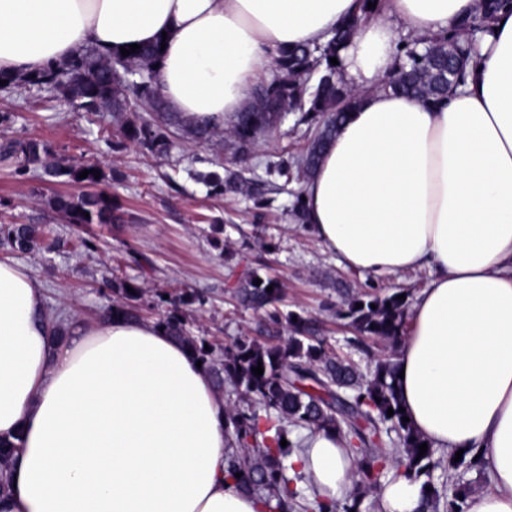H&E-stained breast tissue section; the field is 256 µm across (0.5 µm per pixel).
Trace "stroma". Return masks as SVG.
Listing matches in <instances>:
<instances>
[{"instance_id":"stroma-1","label":"stroma","mask_w":512,"mask_h":512,"mask_svg":"<svg viewBox=\"0 0 512 512\" xmlns=\"http://www.w3.org/2000/svg\"><path fill=\"white\" fill-rule=\"evenodd\" d=\"M51 96L34 86L0 91V139H38L56 156L118 170V179L107 181L104 189L120 204L123 221L83 227L67 223L45 201L56 193H79L81 185L44 176L34 165L20 167L14 158L0 159V226L45 227L40 250L22 253L0 246V258L31 271L50 309L86 319L103 317L116 279L140 283L150 319L159 313L151 305L155 293L175 298L183 291L200 292L207 303L191 314V330L228 345L255 335L258 328V314L238 306L230 290L244 269L260 261L284 285L287 309L318 319L323 336L341 353L352 331L344 320L324 312L325 301L371 288L414 294L429 282L424 270L388 275L345 269L322 249L312 229L296 223L290 194L276 195L266 217L257 221L251 202L209 198L206 187L192 178L206 161L247 178L264 176L266 163L303 151L305 129L296 125L295 114H288L278 131L262 136L255 156L243 161L233 159L223 145L202 148L179 134L169 155L160 157L132 145L116 149L121 136L111 116L73 111ZM85 238L96 243V250H84ZM227 249L234 251L233 261L225 260ZM132 252L146 254L151 268L143 272L131 264Z\"/></svg>"}]
</instances>
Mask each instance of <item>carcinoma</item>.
Listing matches in <instances>:
<instances>
[{
	"instance_id": "carcinoma-1",
	"label": "carcinoma",
	"mask_w": 512,
	"mask_h": 512,
	"mask_svg": "<svg viewBox=\"0 0 512 512\" xmlns=\"http://www.w3.org/2000/svg\"><path fill=\"white\" fill-rule=\"evenodd\" d=\"M363 0L362 13L346 19L322 43L294 44L278 50L274 59L275 77L256 87L250 102L225 122L228 144L240 156L254 154L259 136L277 128L283 121L282 106L299 113L296 124L306 126L307 144L301 154L266 164L273 180L246 178L224 173L222 166L193 173L212 196L226 194L253 202L254 217L262 219V209L271 195L288 191L292 179H308L316 170L324 148L353 111L359 97L344 83L340 68L330 59L346 44L370 12ZM512 0H485L480 15L465 20L461 32L453 36H433L412 41L405 47V60L381 84L384 90L413 96L426 103L448 99L449 89L462 83L468 69L477 65L481 39L470 33L488 32L493 15ZM160 45L141 46L127 56L119 50L89 47L68 63L28 77H4L0 87L10 91L20 85L46 86L71 109L90 114L112 115L122 139L157 156L170 152L171 128L184 131L201 146L213 143L220 130L218 121L187 119L169 110L161 93ZM148 112L142 115L138 109ZM0 156L23 157L52 177L90 187L74 195H56L46 200L49 209L77 225L112 224L122 220L112 195L97 189L106 180L94 164H73L51 157L39 141L7 139L0 144ZM94 169L79 178V173ZM0 236L12 249L33 252L42 247L45 228L41 224H12L0 229ZM264 266L251 267L237 281L239 302L260 313L266 339L240 336L221 347L188 328V311L206 304L203 294H184L176 300L155 293L156 305H170L156 324L183 345L213 377L218 392L227 393L224 431L227 447L226 473L240 487L265 499L268 512H376V491L391 466L415 481H422L428 512H467L471 491L460 476L476 468L474 460L461 456H437L427 447L419 455L424 440L402 421L396 384L397 359L393 352L374 359L370 375L363 376L350 358L341 356L317 334L315 321L283 307V285L267 274ZM261 283L256 285L254 280ZM273 286L268 292L266 288ZM133 292H128L127 288ZM115 299L109 312L127 319L144 318L140 300L143 289L129 280L113 289ZM362 307H356V304ZM408 299L397 294L363 292L351 295L341 305L329 303L326 309L349 321L357 347L366 340L382 341L397 349L407 328ZM262 366L258 376L252 368ZM394 414L388 415V409ZM294 430H334L347 443L356 465L357 492L348 501L327 503L294 489L302 480L288 476L287 464L299 443L281 440ZM17 452V445L0 439V471H6ZM241 477H236V474Z\"/></svg>"
}]
</instances>
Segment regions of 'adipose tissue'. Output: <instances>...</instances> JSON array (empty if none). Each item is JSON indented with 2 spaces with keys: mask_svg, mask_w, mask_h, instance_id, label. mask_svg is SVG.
<instances>
[{
  "mask_svg": "<svg viewBox=\"0 0 512 512\" xmlns=\"http://www.w3.org/2000/svg\"><path fill=\"white\" fill-rule=\"evenodd\" d=\"M359 0H0V71L83 48L165 41L161 92L203 120L242 109L284 45L324 41ZM483 0H389L341 50L360 94L305 186L304 222L346 268L429 269L399 366L412 427L476 453L468 512H512V9L446 103L381 89L400 34L455 32ZM224 398L150 320L51 318L24 266L0 260V437L20 445L0 512H266L225 473ZM290 461L309 495L345 502L355 466L336 432ZM377 512H421L420 482L388 473Z\"/></svg>",
  "mask_w": 512,
  "mask_h": 512,
  "instance_id": "adipose-tissue-1",
  "label": "adipose tissue"
}]
</instances>
